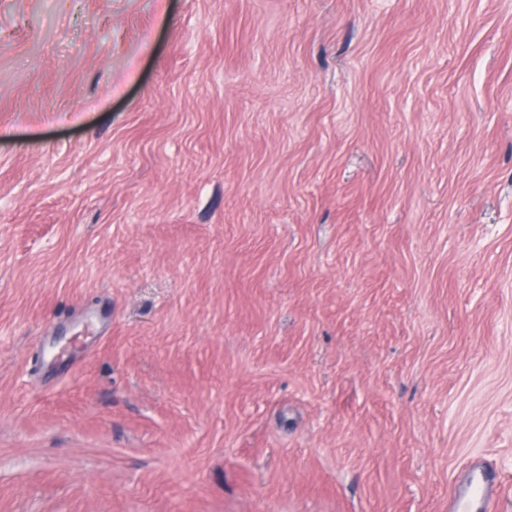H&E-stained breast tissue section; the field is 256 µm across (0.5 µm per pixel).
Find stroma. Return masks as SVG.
<instances>
[{"instance_id": "obj_1", "label": "stroma", "mask_w": 512, "mask_h": 512, "mask_svg": "<svg viewBox=\"0 0 512 512\" xmlns=\"http://www.w3.org/2000/svg\"><path fill=\"white\" fill-rule=\"evenodd\" d=\"M512 480V0H0V512H452ZM503 486L504 479L494 469L485 462H473L466 487L453 495L455 512H494Z\"/></svg>"}]
</instances>
